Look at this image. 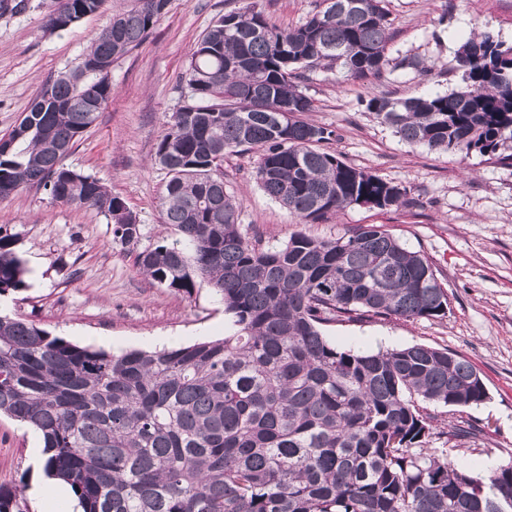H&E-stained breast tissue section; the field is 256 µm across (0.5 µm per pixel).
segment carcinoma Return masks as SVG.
Masks as SVG:
<instances>
[{
	"mask_svg": "<svg viewBox=\"0 0 512 512\" xmlns=\"http://www.w3.org/2000/svg\"><path fill=\"white\" fill-rule=\"evenodd\" d=\"M66 2L48 29L108 0ZM140 2L112 16L75 69L43 85L0 145V197L41 187L104 215L127 246L141 238L137 216L65 160L112 96L91 65L138 47L170 4L149 0L145 11ZM390 26L384 0H321L295 27L252 8L198 39L180 79L183 105L155 152L175 238L138 252L136 264L188 295L209 285L233 334L114 355L0 314V414L41 436L46 474L74 490L82 512H512V462L478 477L425 447L427 406L487 398L469 360L422 344L347 350L322 332L355 315L445 316L432 262L376 224L265 247L241 232L240 204L224 186V155L257 148V184L306 224L350 206L413 204L405 187L322 148L335 133L305 118L314 105L300 86L316 66L379 76ZM456 61L455 90L374 95L367 109L410 145L495 155L512 141V44L473 36ZM26 274L18 239L0 234V295L25 289ZM0 512H20L17 489L0 485Z\"/></svg>",
	"mask_w": 512,
	"mask_h": 512,
	"instance_id": "obj_1",
	"label": "carcinoma"
}]
</instances>
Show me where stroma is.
I'll return each instance as SVG.
<instances>
[{"label": "stroma", "mask_w": 512, "mask_h": 512, "mask_svg": "<svg viewBox=\"0 0 512 512\" xmlns=\"http://www.w3.org/2000/svg\"><path fill=\"white\" fill-rule=\"evenodd\" d=\"M0 13V138L21 120L42 86L74 68L112 13L85 18L61 32L43 26L55 0H25ZM320 0H171L143 44L112 66V97L84 133L68 165L96 177L136 214L141 247L172 232L161 219L167 176L151 160L166 123L182 104L179 80L201 35L222 15L255 8L283 28L298 25ZM392 22L390 67L380 77L343 78L307 72L301 87L315 105L311 122L335 130L328 145L348 164L406 187L416 206L345 208L316 224L267 195L254 179L258 150L224 157V183L240 203V229L265 246L306 230L335 238L361 224L383 226L434 264L448 290V312L436 320L375 317L324 326L336 346L355 351L424 344L465 356L483 378L488 397L471 407L435 406L427 447L444 448L450 462L484 475L486 461L512 460V142L497 155H452L402 141L366 108L374 94L393 99L456 88L455 54L472 33L512 43V0H386ZM415 66L397 67L403 57ZM0 230L16 235L28 273L24 290L0 297V311L20 313L52 335L110 352L152 350L220 339L232 319L208 285L187 295L153 283L136 265L137 250L115 241L103 215L52 202L27 188L0 197ZM466 422L471 437H449ZM34 430L0 415V484L20 491L22 512H79L76 497L31 495L42 471Z\"/></svg>", "instance_id": "1"}]
</instances>
